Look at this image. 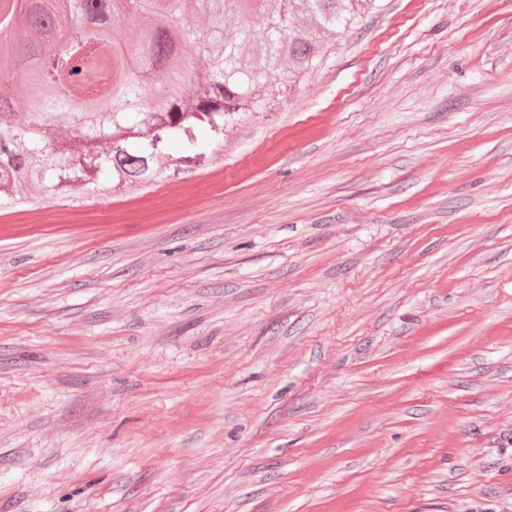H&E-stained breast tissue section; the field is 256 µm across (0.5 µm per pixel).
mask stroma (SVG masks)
Listing matches in <instances>:
<instances>
[{"mask_svg":"<svg viewBox=\"0 0 512 512\" xmlns=\"http://www.w3.org/2000/svg\"><path fill=\"white\" fill-rule=\"evenodd\" d=\"M0 216V512H512V0H376L210 165Z\"/></svg>","mask_w":512,"mask_h":512,"instance_id":"35a3bbf8","label":"stroma"}]
</instances>
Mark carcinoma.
<instances>
[{"instance_id": "obj_1", "label": "carcinoma", "mask_w": 512, "mask_h": 512, "mask_svg": "<svg viewBox=\"0 0 512 512\" xmlns=\"http://www.w3.org/2000/svg\"><path fill=\"white\" fill-rule=\"evenodd\" d=\"M232 2L0 0V210L26 204L21 188L33 177L50 198L166 178L155 161L174 142L173 174L204 165L225 124L263 106L284 62L302 72L322 35L350 27L371 0H281L263 17L264 55L253 65L240 53L252 30L224 34ZM202 11L207 28L194 24ZM296 16L317 29L293 30ZM121 22L129 27L117 37ZM156 75L159 94L144 96Z\"/></svg>"}]
</instances>
